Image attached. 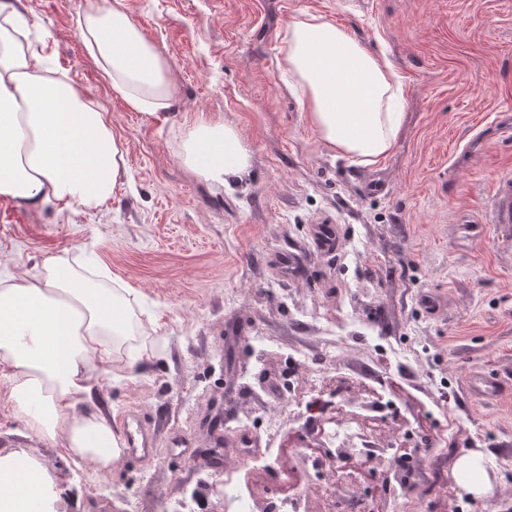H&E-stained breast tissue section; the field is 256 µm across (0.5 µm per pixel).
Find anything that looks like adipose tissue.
<instances>
[{
	"label": "adipose tissue",
	"instance_id": "1",
	"mask_svg": "<svg viewBox=\"0 0 512 512\" xmlns=\"http://www.w3.org/2000/svg\"><path fill=\"white\" fill-rule=\"evenodd\" d=\"M74 26L129 111L157 118L178 104L168 58L143 37L121 0H85ZM283 42V84L304 104L321 140L364 164L388 154L404 123L392 63L313 14L289 21ZM176 156L220 185L251 165L237 128L201 113L177 128ZM125 163L110 113L32 45L14 0H0V199L34 210H102ZM130 293L68 254L33 275L0 274V391L12 416L27 436L100 473L120 448L90 404L117 372L136 370L151 338ZM60 497L56 474L38 456L23 448L0 452V512H57Z\"/></svg>",
	"mask_w": 512,
	"mask_h": 512
}]
</instances>
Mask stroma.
Listing matches in <instances>:
<instances>
[{"mask_svg":"<svg viewBox=\"0 0 512 512\" xmlns=\"http://www.w3.org/2000/svg\"><path fill=\"white\" fill-rule=\"evenodd\" d=\"M83 0H21L54 62L112 117L126 173L107 212L7 203L0 265L95 253L133 288L154 341L143 375L105 386L112 423L139 417L151 463L120 459L104 474L25 436L0 397V450L26 448L57 474L63 512H169L200 483L236 478L260 492L290 481L325 512L297 451L322 445L320 421L280 412L279 352L302 349L336 389L332 412L389 379L413 401L375 420L376 445L409 447L428 413L410 502L392 512H512V224L492 221L495 181L512 176V0H122L169 59L181 102L161 118L129 111L86 56L73 19ZM305 13L347 28L402 78L405 121L394 149L364 166L331 151L280 82L282 32ZM202 113L235 126L252 166L228 186L182 166L173 131ZM336 228L332 249L318 225ZM508 392L485 396L472 375ZM291 436L287 469L257 471L234 449ZM481 454L489 479L460 486V457ZM455 489L445 496L444 487Z\"/></svg>","mask_w":512,"mask_h":512,"instance_id":"35a3bbf8","label":"stroma"}]
</instances>
